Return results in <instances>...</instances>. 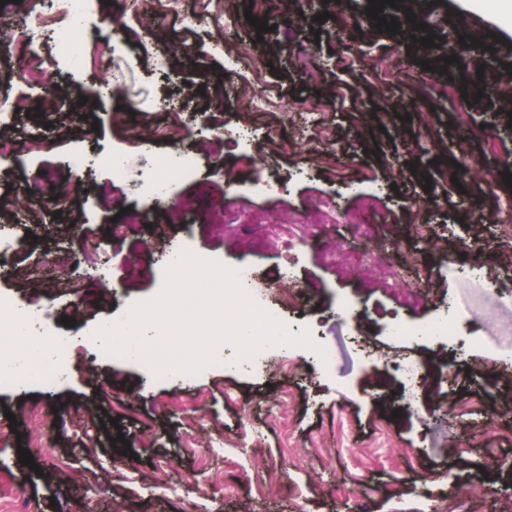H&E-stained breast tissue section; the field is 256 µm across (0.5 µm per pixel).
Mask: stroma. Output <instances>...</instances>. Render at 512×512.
Returning a JSON list of instances; mask_svg holds the SVG:
<instances>
[{"mask_svg": "<svg viewBox=\"0 0 512 512\" xmlns=\"http://www.w3.org/2000/svg\"><path fill=\"white\" fill-rule=\"evenodd\" d=\"M357 10L350 0L334 10L324 0H291L275 14L272 31L240 21L235 36L250 42L266 91L288 111L317 109L335 137L295 135L276 112L257 113L253 143L276 182L273 193H256L234 176L239 148L221 145L200 155L194 180L177 183L178 208L197 217L187 227L172 223L145 188L160 175L158 159L208 142L242 111L234 98L219 96L230 80L223 58L210 52L221 30L205 21L187 31L175 18L147 22L130 11L121 14L122 32L114 35L99 0L85 20L100 34L83 43L91 60L86 68L51 65L36 82L14 69L10 52L0 47V103L23 96L31 104L0 132L16 146L0 156V198L9 202L0 211V232L14 243L12 267L0 273V298L18 308L40 298L58 332L82 335L95 321L122 318L131 304L155 295L170 247L229 267L245 260L251 236L243 230L216 235L214 202L260 214L269 224L288 213L316 224L319 197L340 203L322 246L299 256L295 286L317 296L285 313L289 327H314L335 350L327 374L318 373L304 347L292 345L285 348L288 366L273 361L251 372L232 367L236 350L221 345L223 363L190 381L153 378L125 359L95 362L79 348L57 387H0V419L16 418L14 432L0 436V466L15 473L18 490L38 512H83L93 483L118 457L124 477L98 501V512H357L362 498L368 512H395L396 502L422 491L428 498L421 512H433V500L446 495L457 500L458 512H504L511 503L512 393L501 375L512 373V295H502L501 285L512 280V245L500 239L493 214L512 199L504 166L512 161V127L499 115L494 92L481 97L476 88H460L442 65L422 70L423 62L447 56L457 33L469 37L493 16L463 11L459 0H424L426 28L406 24L398 39L368 16L348 25ZM428 36L433 44L426 47ZM357 46L370 48L369 68L353 58ZM299 48L310 60L304 71L292 64ZM52 91L60 96L59 111H38ZM166 98L190 103L185 140L152 137L171 121L160 106ZM36 135L45 144L32 155L25 143ZM287 136L292 148L283 153L278 142ZM328 151L342 159L332 177L320 164ZM76 154L87 158L79 170L71 164ZM115 155L127 161L132 178L113 179L107 161ZM475 168L482 177H472ZM359 176L379 188L371 248L350 234L363 210L352 185ZM21 196L27 208L42 212L41 223L11 227ZM415 219L430 232L413 244L407 226ZM116 222L127 227L118 241L111 233ZM88 240L100 242L104 260L82 257ZM412 244L429 271L426 298L416 305L404 300L415 278L400 264L401 250ZM61 249L80 255L69 269L82 288L79 310L50 283L35 291L27 279L32 261ZM327 251L339 253L341 262L328 264ZM474 265L481 279L471 276ZM101 269L108 277L104 290ZM341 297L358 303V320L337 315ZM458 303L466 312L455 345H402L387 333L392 320L421 324ZM407 357L427 368L424 393L410 401L392 371L394 361ZM75 403L85 406L86 420L70 421L67 431L32 450V466L22 465L17 440L32 428L27 410L50 413ZM246 427L259 432L258 446L223 447ZM191 433L212 442L213 451L203 456L185 447ZM273 474L282 495L267 491ZM204 480L220 486L216 498L193 493V483Z\"/></svg>", "mask_w": 512, "mask_h": 512, "instance_id": "1", "label": "stroma"}]
</instances>
